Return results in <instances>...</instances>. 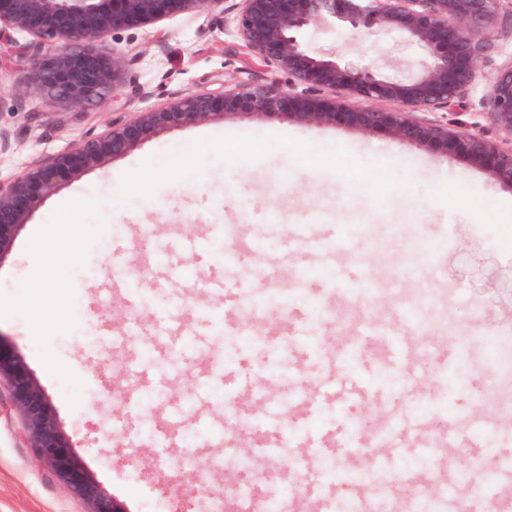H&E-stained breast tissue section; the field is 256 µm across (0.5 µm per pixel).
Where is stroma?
<instances>
[{
	"label": "stroma",
	"instance_id": "35a3bbf8",
	"mask_svg": "<svg viewBox=\"0 0 512 512\" xmlns=\"http://www.w3.org/2000/svg\"><path fill=\"white\" fill-rule=\"evenodd\" d=\"M29 42L16 33L0 43V128L11 134L0 153L4 184L133 113L226 82L292 84L244 47L232 13L217 10L113 31L101 47L127 62L130 83L82 112L41 95L30 79ZM302 43L314 54L374 64L384 75L416 71L421 56L398 32H354L337 21L311 26ZM511 59L512 18L505 16L484 58V80L465 107L422 110L416 120L504 143L481 97L486 80ZM229 141L242 148L236 157L224 154ZM465 199L483 203V212L463 209ZM211 224L234 225L247 259L229 266L215 246L185 249L187 238H206ZM296 224L330 239L344 225L365 226L338 263L360 273L355 304L416 346L411 361L395 356L393 336L367 337L349 355L332 346L317 355L312 338L335 328L315 322L287 294L301 287L330 304L333 289L312 276L322 261L290 242ZM139 226L151 237L138 236ZM511 227L512 189L485 169L414 143L342 124L247 115L187 125L63 182L31 213L0 258V347L24 361L85 471L129 512H152L159 501L168 512H203L195 479L179 462L225 454L213 431L230 401L260 422L248 437L255 457L270 463L262 485L271 494L313 473L320 455L347 459L353 412L367 413L390 442L418 436L429 417L412 405L443 390L438 360L464 370L468 383L448 392L449 417L493 420L500 448L512 451V417L471 389L475 380L495 378L500 403H512V374H490L482 343L497 335L512 351V333L497 330L512 316V245L502 243ZM256 240L263 251H250ZM170 267L193 276L169 278ZM216 273L223 293L194 292L195 282ZM107 280L112 297L100 308L97 285ZM252 300L263 304L256 331L278 339L262 357L237 339L241 308ZM415 302L422 308L413 326L401 315ZM165 313L172 337L194 335L176 372L164 369L166 345L152 334ZM132 314L143 334H123ZM105 323L112 336L102 335ZM200 344L227 361L198 358ZM462 345L467 358L460 361ZM132 361L145 370L136 380L126 372ZM328 379L351 383L353 394L318 396ZM175 423L180 440L162 445L159 434ZM390 442L370 447L360 466H396ZM87 510L31 453L23 415L0 379V512Z\"/></svg>",
	"mask_w": 512,
	"mask_h": 512
}]
</instances>
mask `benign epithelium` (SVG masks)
Returning a JSON list of instances; mask_svg holds the SVG:
<instances>
[{
    "label": "benign epithelium",
    "mask_w": 512,
    "mask_h": 512,
    "mask_svg": "<svg viewBox=\"0 0 512 512\" xmlns=\"http://www.w3.org/2000/svg\"><path fill=\"white\" fill-rule=\"evenodd\" d=\"M222 8L235 14L239 34L257 57L277 65L306 88L339 91L325 103L273 86L224 87L191 94L166 108L138 112L0 186V257L19 226L66 178L128 153L146 139L200 122L248 114L321 125L343 121L366 134L418 143L476 167L488 169L512 189V147L446 124H422L414 113L456 110L482 74L488 35L500 16L512 17V0H0V33L32 38L30 78L46 96L71 108L98 106L126 83L122 60L97 42L113 31L157 23L176 13ZM357 31L397 30L426 55L422 72L411 79L382 77L367 64L314 57L299 34L325 19ZM499 131L512 137V59L489 81L482 98ZM9 376L13 399L23 412L33 455L77 495L89 512H127L88 478L60 432L48 399L23 361L0 347V374Z\"/></svg>",
    "instance_id": "1"
}]
</instances>
